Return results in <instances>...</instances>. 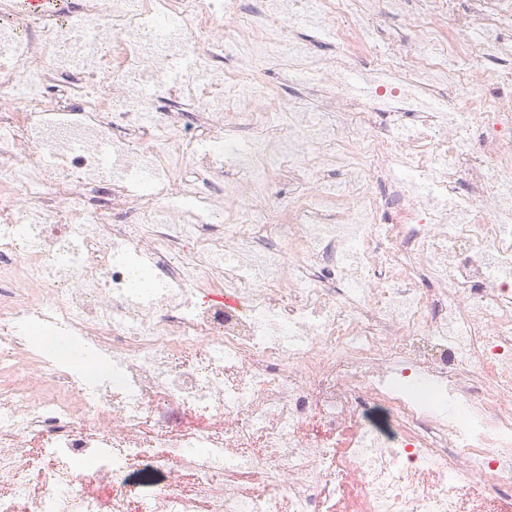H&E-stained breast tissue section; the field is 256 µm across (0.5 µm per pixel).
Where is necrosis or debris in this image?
I'll list each match as a JSON object with an SVG mask.
<instances>
[{"mask_svg":"<svg viewBox=\"0 0 512 512\" xmlns=\"http://www.w3.org/2000/svg\"><path fill=\"white\" fill-rule=\"evenodd\" d=\"M238 2L83 0L37 35L0 0V512H512V67L481 69L512 57V0H433L416 68L379 63L381 124L350 89L377 23L297 0L289 26L323 19L340 54L297 64L323 99L289 100L285 128L208 62L303 54L264 12L215 31ZM186 106L280 137L220 240L200 227L225 144L186 132ZM116 126L132 181L108 168ZM349 145L333 189L257 202ZM187 154L197 183L159 174ZM102 181L105 207L87 193ZM222 290L242 307L207 303ZM141 464L169 474L145 498L124 481Z\"/></svg>","mask_w":512,"mask_h":512,"instance_id":"obj_1","label":"necrosis or debris"}]
</instances>
